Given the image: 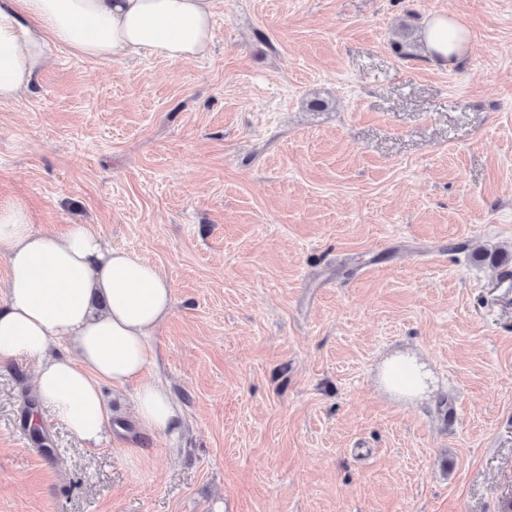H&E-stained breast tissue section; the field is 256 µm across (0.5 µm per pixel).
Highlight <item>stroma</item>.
<instances>
[{"label":"stroma","mask_w":512,"mask_h":512,"mask_svg":"<svg viewBox=\"0 0 512 512\" xmlns=\"http://www.w3.org/2000/svg\"><path fill=\"white\" fill-rule=\"evenodd\" d=\"M470 29L453 64L428 14ZM154 263L146 377L75 439L0 364V512H503L512 500V0H216L178 62L60 48L0 102V199ZM416 356L405 399L383 361Z\"/></svg>","instance_id":"stroma-1"}]
</instances>
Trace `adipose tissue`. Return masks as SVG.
<instances>
[{"label": "adipose tissue", "mask_w": 512, "mask_h": 512, "mask_svg": "<svg viewBox=\"0 0 512 512\" xmlns=\"http://www.w3.org/2000/svg\"><path fill=\"white\" fill-rule=\"evenodd\" d=\"M215 0H0V102L34 87L54 47L107 59L147 53L176 62L205 56L213 43ZM424 44L453 63L470 48L454 15L429 14ZM0 248L8 279L0 294V362L37 363L34 392L80 441L110 428L103 385L135 390L146 426L176 431L179 413L166 387L144 375L155 359L150 338L171 313L173 288L151 262L105 248L87 225L50 237L36 232L27 206L0 201ZM385 383L415 397L426 375L394 358Z\"/></svg>", "instance_id": "1"}]
</instances>
